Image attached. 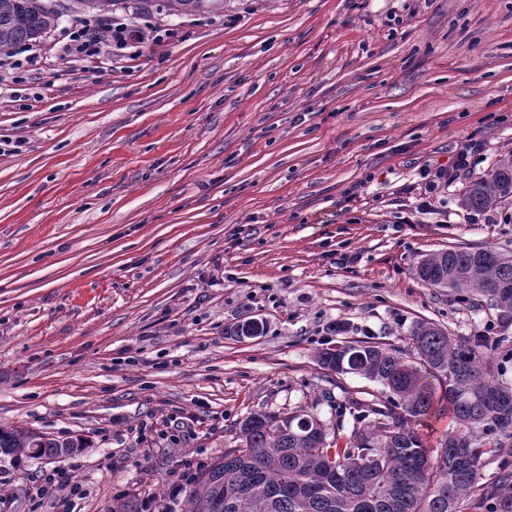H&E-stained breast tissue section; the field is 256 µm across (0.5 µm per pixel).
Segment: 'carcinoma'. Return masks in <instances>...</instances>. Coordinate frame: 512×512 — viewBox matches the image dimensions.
I'll list each match as a JSON object with an SVG mask.
<instances>
[{"mask_svg": "<svg viewBox=\"0 0 512 512\" xmlns=\"http://www.w3.org/2000/svg\"><path fill=\"white\" fill-rule=\"evenodd\" d=\"M70 10L110 6L172 16L204 13L224 0H70ZM60 16L52 0H0V55L42 36ZM512 198V159L472 183L461 199L482 211ZM417 278L429 288L477 295L498 310L501 327L512 324V257L491 248L441 250L419 260ZM417 360L395 347L362 340L319 350L321 368L358 374L388 389L380 403L350 402L362 422L346 443L329 437L314 416L280 418L252 413L239 426L241 446L229 448L192 482L187 512H461L463 501L484 512H512V386L493 379L488 352L493 340L457 339L432 322L410 329ZM446 402L455 426L436 454L410 425ZM74 442L28 429L0 427V453L57 456ZM502 463L488 480L481 469Z\"/></svg>", "mask_w": 512, "mask_h": 512, "instance_id": "carcinoma-1", "label": "carcinoma"}]
</instances>
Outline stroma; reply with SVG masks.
<instances>
[{"mask_svg":"<svg viewBox=\"0 0 512 512\" xmlns=\"http://www.w3.org/2000/svg\"><path fill=\"white\" fill-rule=\"evenodd\" d=\"M85 19L63 13L0 59V426L83 442L24 458L0 512H28L27 484L54 466L82 493L45 512L167 497L257 411L349 436L347 404L383 388L317 365L338 320L404 351L420 320L489 334L512 383V326L414 274L449 248L512 255L511 198L460 206L512 158V0L126 12L175 35L99 73L61 51ZM470 139V170L430 190L425 170ZM248 316L263 333L232 335ZM170 416L190 420L174 450Z\"/></svg>","mask_w":512,"mask_h":512,"instance_id":"1","label":"stroma"}]
</instances>
